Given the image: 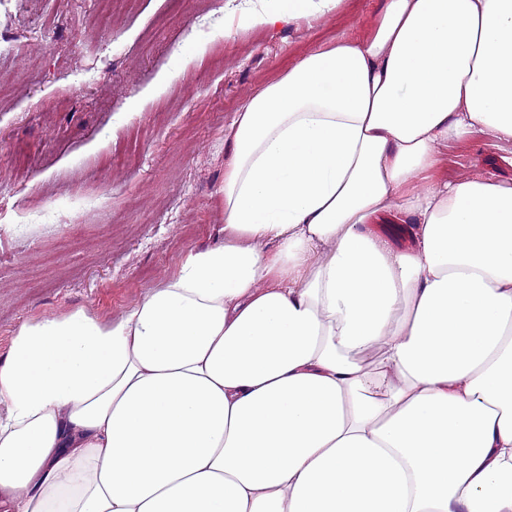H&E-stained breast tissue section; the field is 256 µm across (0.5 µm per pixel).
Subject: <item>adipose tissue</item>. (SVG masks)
I'll return each instance as SVG.
<instances>
[{"label": "adipose tissue", "instance_id": "adipose-tissue-1", "mask_svg": "<svg viewBox=\"0 0 512 512\" xmlns=\"http://www.w3.org/2000/svg\"><path fill=\"white\" fill-rule=\"evenodd\" d=\"M246 27L325 16L276 0ZM512 0H385L224 130V242L117 317L22 323L0 512H512ZM418 215L411 249L366 231ZM495 143L488 135L475 131L462 144L448 145V181L461 175H484L512 183V145Z\"/></svg>", "mask_w": 512, "mask_h": 512}]
</instances>
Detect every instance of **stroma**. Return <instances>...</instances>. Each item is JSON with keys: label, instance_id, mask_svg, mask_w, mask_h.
I'll return each instance as SVG.
<instances>
[{"label": "stroma", "instance_id": "35a3bbf8", "mask_svg": "<svg viewBox=\"0 0 512 512\" xmlns=\"http://www.w3.org/2000/svg\"><path fill=\"white\" fill-rule=\"evenodd\" d=\"M247 5L275 0H0V360L23 322L118 316L223 244L234 113L321 46L365 39L384 0L251 28ZM462 175L512 183V145H449ZM417 222L390 210L366 229L406 250Z\"/></svg>", "mask_w": 512, "mask_h": 512}]
</instances>
